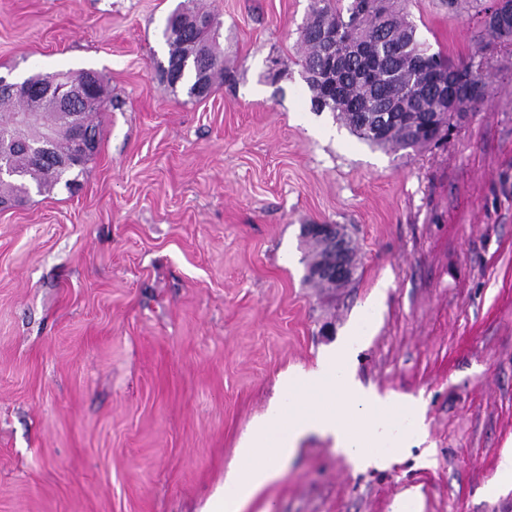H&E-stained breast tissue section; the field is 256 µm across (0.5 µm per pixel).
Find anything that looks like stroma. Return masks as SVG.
<instances>
[{"label": "stroma", "instance_id": "1", "mask_svg": "<svg viewBox=\"0 0 512 512\" xmlns=\"http://www.w3.org/2000/svg\"><path fill=\"white\" fill-rule=\"evenodd\" d=\"M180 0H0V73L97 71L109 103L74 191L0 208V512H200L279 377L369 328L361 383L424 407L425 439L353 469L312 434L247 512H512V56L449 138L397 153L313 111L309 0H194L227 76L162 83ZM457 59L476 20L410 0ZM281 78H266L270 59ZM306 224L346 225L358 278H305Z\"/></svg>", "mask_w": 512, "mask_h": 512}]
</instances>
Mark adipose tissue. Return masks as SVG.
<instances>
[{
  "label": "adipose tissue",
  "mask_w": 512,
  "mask_h": 512,
  "mask_svg": "<svg viewBox=\"0 0 512 512\" xmlns=\"http://www.w3.org/2000/svg\"><path fill=\"white\" fill-rule=\"evenodd\" d=\"M350 353V347H343L326 354L315 368L282 378L280 397L240 444L238 472L225 479L201 512H244L311 434L332 439L336 451L357 468L383 464L386 443L403 447L393 432L402 418L419 417V402L381 397L365 388Z\"/></svg>",
  "instance_id": "adipose-tissue-1"
}]
</instances>
